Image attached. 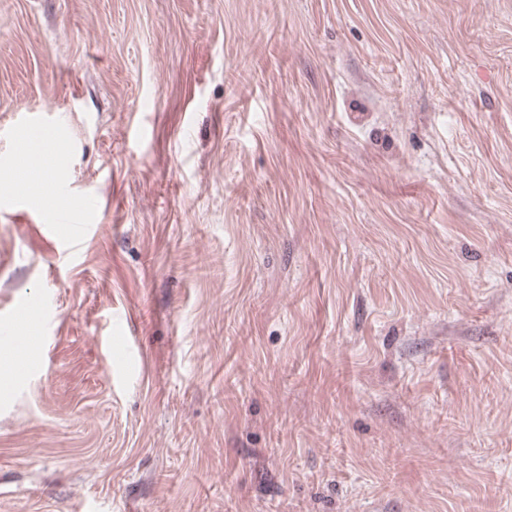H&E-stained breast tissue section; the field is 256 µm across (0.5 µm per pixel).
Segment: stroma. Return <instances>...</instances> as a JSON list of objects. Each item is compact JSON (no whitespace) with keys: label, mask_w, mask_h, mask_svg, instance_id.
I'll use <instances>...</instances> for the list:
<instances>
[{"label":"stroma","mask_w":512,"mask_h":512,"mask_svg":"<svg viewBox=\"0 0 512 512\" xmlns=\"http://www.w3.org/2000/svg\"><path fill=\"white\" fill-rule=\"evenodd\" d=\"M0 512H512V0H0Z\"/></svg>","instance_id":"35a3bbf8"}]
</instances>
